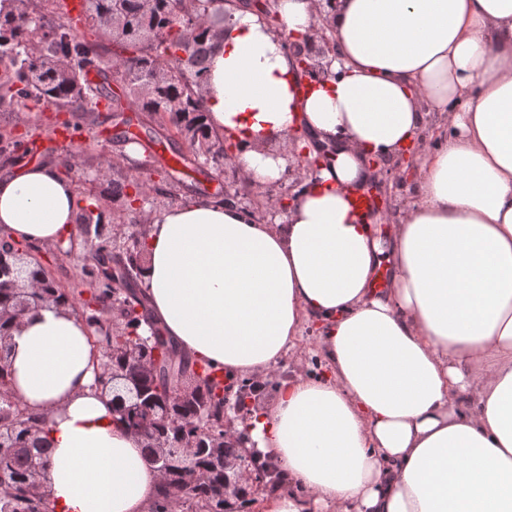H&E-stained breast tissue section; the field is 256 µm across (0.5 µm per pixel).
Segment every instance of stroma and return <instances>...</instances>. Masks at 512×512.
Returning a JSON list of instances; mask_svg holds the SVG:
<instances>
[{"instance_id":"stroma-1","label":"stroma","mask_w":512,"mask_h":512,"mask_svg":"<svg viewBox=\"0 0 512 512\" xmlns=\"http://www.w3.org/2000/svg\"><path fill=\"white\" fill-rule=\"evenodd\" d=\"M4 128L35 143L30 161L57 164L72 156L78 158L79 166L69 177L81 193L79 204L111 209L112 249L117 253L124 252L131 235L141 231L144 211L202 197L232 200L262 221L285 223L286 212L275 209L271 202L304 175L302 167L296 165L277 184L257 189L232 164L219 167L201 158L184 168L178 182L163 181L161 167L169 165L172 157L188 154V144L165 120L144 112H66L47 105L33 114L17 105L0 112V130ZM136 176L159 186L160 191L151 195L145 209L130 211L122 200L113 199L110 185L130 183ZM41 255L62 290L72 296L86 290L83 269L91 264L92 256L83 237H76L67 251L45 249ZM300 368L309 376L319 371L314 337L307 330L279 359L254 401V409H269L280 381L293 377Z\"/></svg>"}]
</instances>
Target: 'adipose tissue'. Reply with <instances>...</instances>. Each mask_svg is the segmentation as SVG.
<instances>
[{
  "mask_svg": "<svg viewBox=\"0 0 512 512\" xmlns=\"http://www.w3.org/2000/svg\"><path fill=\"white\" fill-rule=\"evenodd\" d=\"M273 7L277 29L229 6L202 122L251 185L282 179L273 146L291 136L324 163L283 224L231 201L145 215L149 316L228 381H263L315 326L321 374L231 423L283 473L260 512H512V0ZM319 28L333 51L313 78L297 47ZM411 144L415 198L383 236L353 199L378 178L372 160ZM77 207L54 165L0 175V238L68 247ZM9 345L12 390L45 422L52 512H154L159 474L95 386L87 324L48 302Z\"/></svg>",
  "mask_w": 512,
  "mask_h": 512,
  "instance_id": "obj_1",
  "label": "adipose tissue"
}]
</instances>
